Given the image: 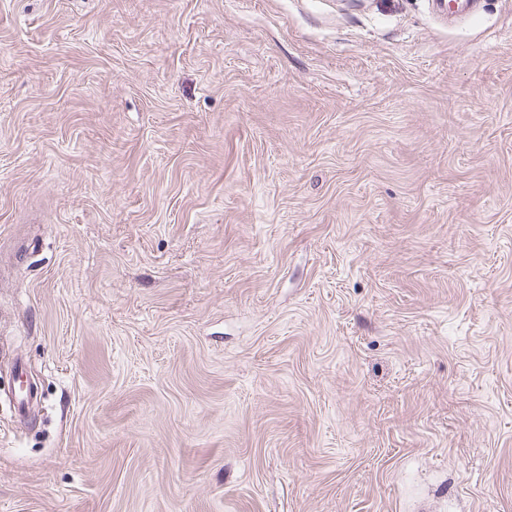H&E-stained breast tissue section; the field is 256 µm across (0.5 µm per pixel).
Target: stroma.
Segmentation results:
<instances>
[{"instance_id":"stroma-1","label":"stroma","mask_w":512,"mask_h":512,"mask_svg":"<svg viewBox=\"0 0 512 512\" xmlns=\"http://www.w3.org/2000/svg\"><path fill=\"white\" fill-rule=\"evenodd\" d=\"M0 342V512H512V0H0Z\"/></svg>"}]
</instances>
